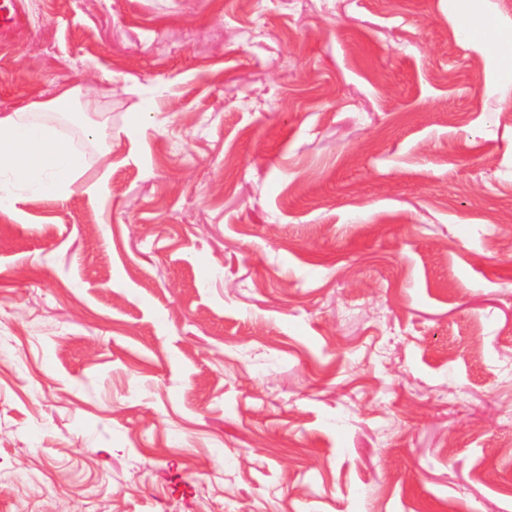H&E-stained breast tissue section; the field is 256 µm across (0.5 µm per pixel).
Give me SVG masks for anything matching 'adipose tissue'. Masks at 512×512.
Wrapping results in <instances>:
<instances>
[{"mask_svg":"<svg viewBox=\"0 0 512 512\" xmlns=\"http://www.w3.org/2000/svg\"><path fill=\"white\" fill-rule=\"evenodd\" d=\"M95 110L92 93L59 85L42 101L16 100L0 112V217L14 220L26 198L62 200L74 191L101 192V181L83 182V160L62 122L76 106Z\"/></svg>","mask_w":512,"mask_h":512,"instance_id":"1","label":"adipose tissue"}]
</instances>
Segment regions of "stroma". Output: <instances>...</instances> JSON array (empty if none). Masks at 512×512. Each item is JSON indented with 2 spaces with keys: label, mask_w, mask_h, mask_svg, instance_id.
Instances as JSON below:
<instances>
[{
  "label": "stroma",
  "mask_w": 512,
  "mask_h": 512,
  "mask_svg": "<svg viewBox=\"0 0 512 512\" xmlns=\"http://www.w3.org/2000/svg\"><path fill=\"white\" fill-rule=\"evenodd\" d=\"M16 2L0 512H512V0ZM96 109L97 99L77 87L58 85L43 101L18 99L0 111V216L16 220L26 198L64 200L76 190L100 193L102 179L80 181L83 160L58 128L75 107Z\"/></svg>",
  "instance_id": "stroma-1"
}]
</instances>
